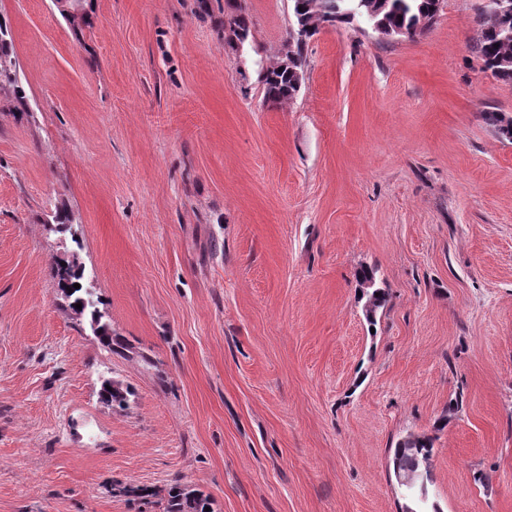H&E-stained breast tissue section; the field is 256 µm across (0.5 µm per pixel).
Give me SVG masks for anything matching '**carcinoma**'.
I'll list each match as a JSON object with an SVG mask.
<instances>
[{"label": "carcinoma", "mask_w": 512, "mask_h": 512, "mask_svg": "<svg viewBox=\"0 0 512 512\" xmlns=\"http://www.w3.org/2000/svg\"><path fill=\"white\" fill-rule=\"evenodd\" d=\"M327 13L324 20L332 24H344L349 27L353 23L378 25L387 29L398 30L412 39L424 30L417 27L421 16L441 9L442 0H371L372 12L369 15L351 17L336 12V0H322ZM505 30L489 28L481 25L479 38L473 50L483 62L484 70L498 81L512 84V12L502 21ZM250 20L242 13L241 7L232 0L224 3V26L233 33L249 31ZM307 43H294L292 56L288 65L283 66L276 61L260 67L259 82L267 101L279 103L288 101L297 95L300 84L296 74L303 73L305 67V47ZM10 88L20 92L18 85L17 62L13 55L11 39L8 31L0 24V89ZM489 120L496 127L497 133L512 141V118H504L497 112L488 113ZM56 286L60 296L67 302V307L77 318L90 316L91 324L96 326V337L109 351L124 352L127 350L125 341L120 336L112 335L110 325L103 321V314L90 300V293L84 287L74 288V284L83 280V268L77 257L58 261L54 267ZM359 279L370 289L367 316H372L383 306L385 292L375 287V273L365 269ZM82 308H76V304ZM132 392L119 381L108 380L103 383L99 397L102 402L124 411L128 408L129 396ZM432 453L431 438L425 435H409L400 440L392 452L391 463L393 475L401 480L409 475L418 478L414 488L407 491L406 496L419 502L424 501L427 484L431 482L430 458ZM211 506L208 497L186 486L176 484L169 488L164 512H205Z\"/></svg>", "instance_id": "cac0c4a2"}]
</instances>
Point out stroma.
I'll return each mask as SVG.
<instances>
[{"label":"stroma","mask_w":512,"mask_h":512,"mask_svg":"<svg viewBox=\"0 0 512 512\" xmlns=\"http://www.w3.org/2000/svg\"><path fill=\"white\" fill-rule=\"evenodd\" d=\"M239 2L240 48L224 0H83L78 30L0 0L24 91L0 92V512H163L177 481L213 512H404L411 434L438 512H512V141L485 119L512 84L473 50L484 0L413 39L321 30L279 106L258 65L291 2ZM72 252L151 364L64 309ZM224 2V28L229 27L234 34L239 31H245L249 34L250 20L242 13L241 7L230 0ZM359 279L367 289H372V291L369 292V303L366 309L367 317H371L378 308L383 306L385 301V292L383 288H374L376 284V278L373 270H363L359 274ZM107 386L112 388V391L107 389ZM132 392L128 387H124L119 381L108 380L103 383L100 389L99 397L102 402L112 407H117L120 410H126L128 408L129 396ZM432 453L431 438L425 435H409L401 439L392 452L391 463L393 475L400 489L411 499L423 502L426 497L427 484L431 482L430 458ZM412 475L419 478L413 489L406 490V485H413ZM407 477V478H406ZM407 492V493H406ZM423 496H425L423 498Z\"/></svg>","instance_id":"35a3bbf8"}]
</instances>
